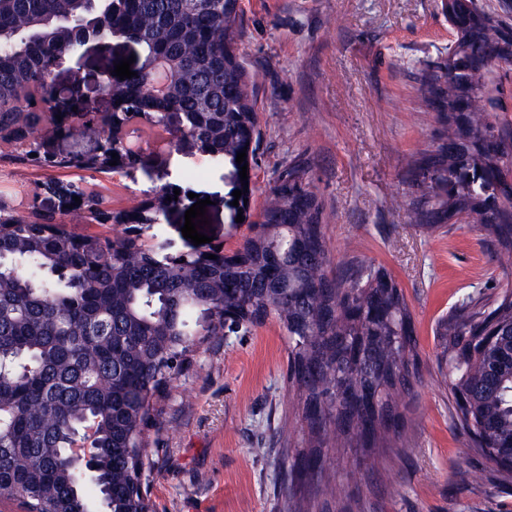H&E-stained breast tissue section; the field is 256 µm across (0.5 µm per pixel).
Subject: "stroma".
Listing matches in <instances>:
<instances>
[{
	"label": "stroma",
	"instance_id": "1",
	"mask_svg": "<svg viewBox=\"0 0 512 512\" xmlns=\"http://www.w3.org/2000/svg\"><path fill=\"white\" fill-rule=\"evenodd\" d=\"M240 9L237 54L261 130L251 212L259 214L279 173L297 163L307 168L332 272L370 264L399 283L422 376L402 401L405 424L394 447L372 457L323 450L325 476L344 484L334 500L321 487L290 482L307 437L288 382L285 330L271 319L215 337L172 379L160 443L148 450L145 477L158 512H283L291 494L311 512H512V483L469 452L470 438L455 423L438 334L468 296L512 288V265L494 261V246L473 225L431 233L406 217L429 183L412 162L443 130L439 113L420 110L419 97L423 73L447 62L458 39L446 0H240ZM140 53L123 38L89 42L67 56L55 86L65 100L108 111L100 82ZM482 96L498 123L512 127V65L494 67ZM52 179L79 184L116 211L160 188L179 189L180 204L142 236L148 245L168 240L175 255L194 249L181 229L196 195L211 201L203 232L215 244L229 252L249 234L248 225L231 221L223 167L198 151L152 152L143 168L113 173L56 170L0 142V208L28 218L52 210L44 189Z\"/></svg>",
	"mask_w": 512,
	"mask_h": 512
}]
</instances>
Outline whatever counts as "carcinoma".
I'll list each match as a JSON object with an SVG mask.
<instances>
[{
  "instance_id": "obj_1",
  "label": "carcinoma",
  "mask_w": 512,
  "mask_h": 512,
  "mask_svg": "<svg viewBox=\"0 0 512 512\" xmlns=\"http://www.w3.org/2000/svg\"><path fill=\"white\" fill-rule=\"evenodd\" d=\"M464 35L423 80L420 106L445 113L434 150L415 159L429 174L413 224L436 227L466 216L512 265L509 132L488 112H467L484 73L470 65L512 59L509 26L476 0L455 5ZM101 38L139 45L137 75L112 86L127 108L161 124L183 113L202 153L227 169L251 218L240 180L260 142L255 104L234 43L239 0H0V124L39 120L52 95L55 61L80 47L70 21ZM167 60L166 94L144 80ZM261 229L219 264L202 256L164 262L143 244L74 242L62 224L0 213V498L25 512H152L142 479L147 437L160 431L157 405L191 353L224 328L275 319L288 334V379L301 402L309 448L299 475L323 479L322 447L367 451L390 443L400 401L420 376L414 325L399 284L365 265L328 272L322 212L299 164L280 173L260 212ZM210 319L208 335L198 323ZM457 419L472 449L512 480V289L470 302L443 324ZM98 421L100 472L85 478L65 461L68 434Z\"/></svg>"
}]
</instances>
